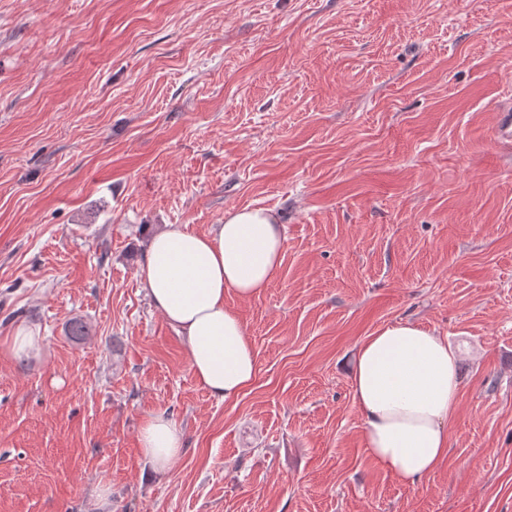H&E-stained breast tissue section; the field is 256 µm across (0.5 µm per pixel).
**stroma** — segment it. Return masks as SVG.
I'll return each instance as SVG.
<instances>
[{"label":"stroma","mask_w":512,"mask_h":512,"mask_svg":"<svg viewBox=\"0 0 512 512\" xmlns=\"http://www.w3.org/2000/svg\"><path fill=\"white\" fill-rule=\"evenodd\" d=\"M512 0H0V512H512ZM279 212L225 302L258 353L212 398L139 276L150 234ZM88 334L72 340L71 320ZM411 320L463 388L447 461L366 451L358 342ZM164 411L186 449H139ZM43 347V338L38 332L18 326L9 336L8 351L16 361L28 362L40 357ZM183 438L180 424L166 412L159 411L145 419L140 427V452L154 471L164 472L180 457Z\"/></svg>","instance_id":"1"}]
</instances>
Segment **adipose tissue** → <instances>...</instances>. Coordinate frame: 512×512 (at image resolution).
<instances>
[{
    "label": "adipose tissue",
    "mask_w": 512,
    "mask_h": 512,
    "mask_svg": "<svg viewBox=\"0 0 512 512\" xmlns=\"http://www.w3.org/2000/svg\"><path fill=\"white\" fill-rule=\"evenodd\" d=\"M285 249L284 227L266 207L228 210L205 234L173 224L149 239L143 286L181 336L195 379L216 399L237 398L258 374L255 348L224 297L262 293ZM461 387L458 353L447 337L409 320L365 336L352 389L367 452L400 482L414 485L432 475L448 456ZM183 446L181 426L166 412L142 423L139 448L154 471L168 470Z\"/></svg>",
    "instance_id": "obj_1"
}]
</instances>
